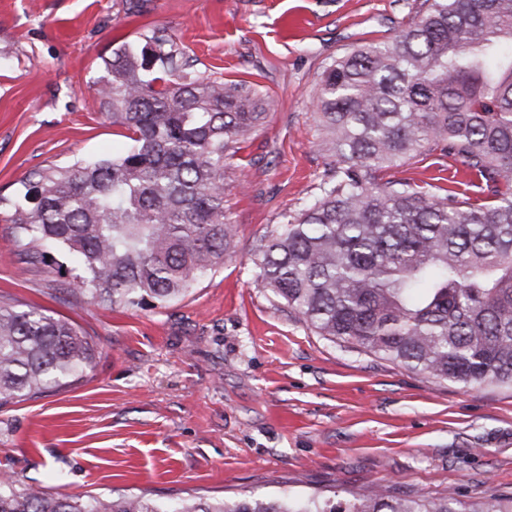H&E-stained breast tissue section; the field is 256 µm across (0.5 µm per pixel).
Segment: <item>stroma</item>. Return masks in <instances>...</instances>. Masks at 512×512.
<instances>
[{
	"label": "stroma",
	"mask_w": 512,
	"mask_h": 512,
	"mask_svg": "<svg viewBox=\"0 0 512 512\" xmlns=\"http://www.w3.org/2000/svg\"><path fill=\"white\" fill-rule=\"evenodd\" d=\"M423 0H0V294L74 322L86 378L0 406V473L48 493L166 503L379 483L512 493V387L440 383L318 336L254 279L253 248L333 166L314 99L357 45ZM171 39L191 71L244 81L267 118L224 170L236 255L165 308L101 305L55 264H23L7 219L29 174L128 145L96 93L122 45ZM433 151L387 171L436 183Z\"/></svg>",
	"instance_id": "1"
}]
</instances>
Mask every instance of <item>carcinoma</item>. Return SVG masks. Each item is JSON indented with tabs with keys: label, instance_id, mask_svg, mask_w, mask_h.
<instances>
[{
	"label": "carcinoma",
	"instance_id": "carcinoma-1",
	"mask_svg": "<svg viewBox=\"0 0 512 512\" xmlns=\"http://www.w3.org/2000/svg\"><path fill=\"white\" fill-rule=\"evenodd\" d=\"M97 94L129 149L50 167L11 204L18 255L74 260L99 304L167 307L237 248L224 167L265 119L243 83L186 70L152 38L103 60ZM316 111L336 163L305 209L253 252L256 281L317 335L461 386L512 387V0H424L409 28L337 57ZM461 159L492 197L383 173L425 152ZM94 343L0 297V404L83 380ZM0 512H512V495L390 486L202 497L49 494L0 477Z\"/></svg>",
	"mask_w": 512,
	"mask_h": 512
}]
</instances>
